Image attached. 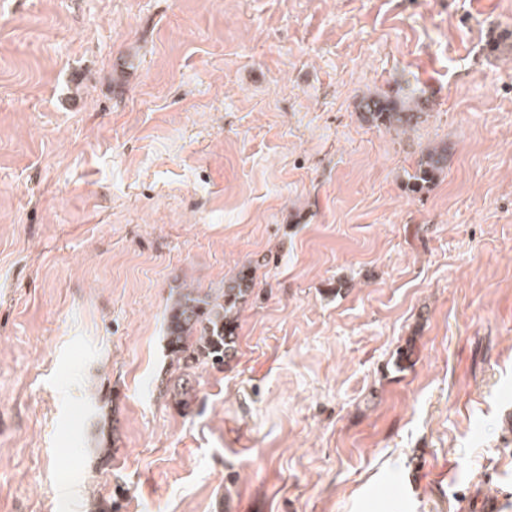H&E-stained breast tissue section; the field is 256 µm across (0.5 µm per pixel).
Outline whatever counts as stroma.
Returning a JSON list of instances; mask_svg holds the SVG:
<instances>
[{
  "instance_id": "35a3bbf8",
  "label": "stroma",
  "mask_w": 512,
  "mask_h": 512,
  "mask_svg": "<svg viewBox=\"0 0 512 512\" xmlns=\"http://www.w3.org/2000/svg\"><path fill=\"white\" fill-rule=\"evenodd\" d=\"M509 418L512 0H0V512H512ZM363 119L384 126L387 129H399L410 126L414 119H418L415 112H400L398 104L393 99L381 96L362 98L356 106ZM447 160L446 149L437 146L428 147L421 153L412 174L408 173L407 185L410 191L418 192L425 184L432 182L443 171ZM253 292L249 268L224 284L204 291L183 288L167 306L165 331L172 377L158 385L159 392L172 395L175 404L188 409L193 402L190 376L201 366H223L237 351L240 311Z\"/></svg>"
}]
</instances>
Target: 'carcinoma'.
Returning a JSON list of instances; mask_svg holds the SVG:
<instances>
[{
	"instance_id": "1",
	"label": "carcinoma",
	"mask_w": 512,
	"mask_h": 512,
	"mask_svg": "<svg viewBox=\"0 0 512 512\" xmlns=\"http://www.w3.org/2000/svg\"><path fill=\"white\" fill-rule=\"evenodd\" d=\"M357 109L363 119L387 129L404 128L416 119L413 112L398 110V104L388 97L362 98ZM446 149L432 146L421 153L414 172L408 175L410 191L417 192L443 171ZM253 292L249 269L218 289L204 291L184 288L167 306L165 329L168 357L178 375L158 385L159 392L172 395L175 404L188 409L193 402L190 376L201 366H222L231 361L237 351V328L240 311Z\"/></svg>"
}]
</instances>
